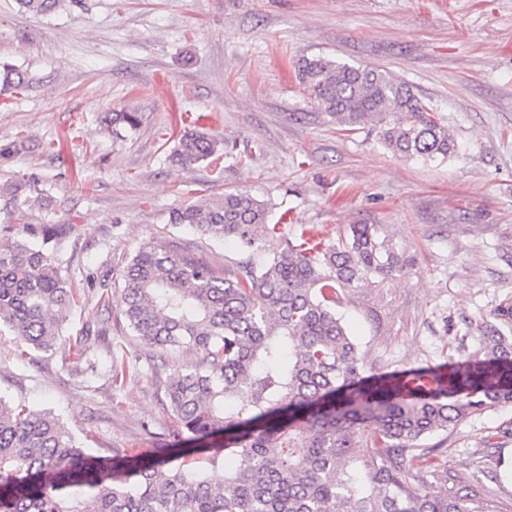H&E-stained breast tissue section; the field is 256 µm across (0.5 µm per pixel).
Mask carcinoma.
Returning <instances> with one entry per match:
<instances>
[{"instance_id":"carcinoma-1","label":"carcinoma","mask_w":512,"mask_h":512,"mask_svg":"<svg viewBox=\"0 0 512 512\" xmlns=\"http://www.w3.org/2000/svg\"><path fill=\"white\" fill-rule=\"evenodd\" d=\"M60 0H17L48 15ZM297 78L340 130L371 127L394 153L422 160L454 150L448 128L388 71L304 57ZM27 74L0 62V96ZM118 135L136 112L104 117ZM224 155V141L184 133L168 156L183 169ZM31 175L0 186V211L18 223L48 205ZM268 204L241 191L174 209L170 223L239 243L232 275L189 253L147 242L121 270L124 318L161 365L197 358L165 386L169 445L225 434L201 467L162 469L119 451L110 458L72 443L60 419L0 395V512H500L471 490H448L425 441L488 409L512 405V303L498 305L472 355L435 369L368 375L337 313L347 294L405 271L408 257L379 224H354L335 241L295 240L269 223ZM282 239L280 248L267 243ZM48 238L0 236V329L37 351L55 348L74 301Z\"/></svg>"}]
</instances>
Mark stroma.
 <instances>
[{
	"label": "stroma",
	"instance_id": "obj_1",
	"mask_svg": "<svg viewBox=\"0 0 512 512\" xmlns=\"http://www.w3.org/2000/svg\"><path fill=\"white\" fill-rule=\"evenodd\" d=\"M304 56L405 81L455 152L405 158L373 131H339L298 83ZM0 61L28 77L0 106V183H46L51 203L27 222L65 225L57 264L80 290L53 350L0 331V394L52 410L91 454L152 457L172 424L171 370L154 369L124 319L125 258L159 239L237 268L235 242L170 223L180 205L243 190L288 213L292 239L383 225L409 268L340 309L372 374L472 354L491 309L512 301V0H77L47 16L0 0ZM110 110L141 123L112 134ZM190 129L223 139V157L171 165ZM444 446L450 488L512 512V405L468 418Z\"/></svg>",
	"mask_w": 512,
	"mask_h": 512
}]
</instances>
